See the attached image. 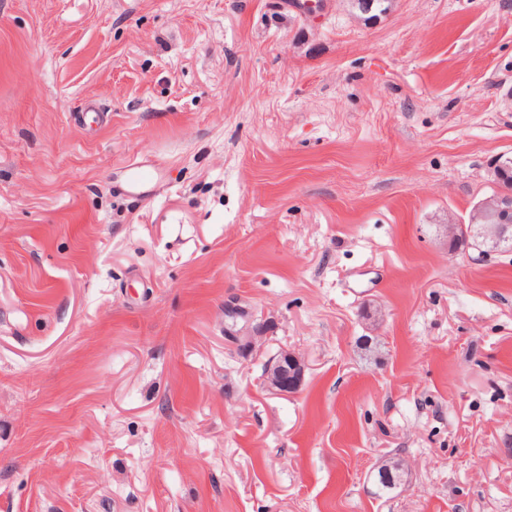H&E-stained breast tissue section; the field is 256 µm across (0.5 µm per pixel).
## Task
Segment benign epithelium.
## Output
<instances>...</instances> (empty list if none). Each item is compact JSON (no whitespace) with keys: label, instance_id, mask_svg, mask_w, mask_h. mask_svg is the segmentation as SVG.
Masks as SVG:
<instances>
[{"label":"benign epithelium","instance_id":"benign-epithelium-1","mask_svg":"<svg viewBox=\"0 0 512 512\" xmlns=\"http://www.w3.org/2000/svg\"><path fill=\"white\" fill-rule=\"evenodd\" d=\"M512 167V151L498 154L490 163L493 179ZM483 239L480 254L499 252L512 241V192L500 187L484 197L473 207L468 221ZM305 365L298 356L284 352L272 358L265 368V383L273 394L288 396L302 386Z\"/></svg>","mask_w":512,"mask_h":512}]
</instances>
